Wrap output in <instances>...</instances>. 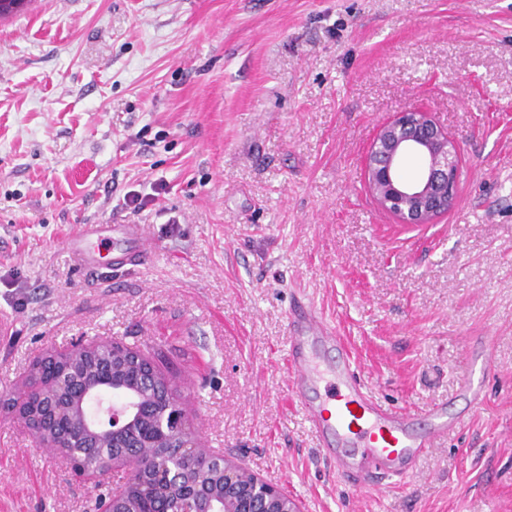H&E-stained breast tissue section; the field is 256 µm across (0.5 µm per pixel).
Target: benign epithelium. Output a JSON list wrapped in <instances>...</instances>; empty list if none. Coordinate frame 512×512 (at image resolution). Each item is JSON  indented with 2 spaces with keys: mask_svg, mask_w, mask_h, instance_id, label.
<instances>
[{
  "mask_svg": "<svg viewBox=\"0 0 512 512\" xmlns=\"http://www.w3.org/2000/svg\"><path fill=\"white\" fill-rule=\"evenodd\" d=\"M408 154L422 162L421 175L413 181L400 177L402 160ZM459 177L455 140L421 108L398 112L380 127L366 167L367 185L376 203L403 224H430L451 210ZM120 347L106 337L73 345L65 372L46 384L29 379L28 395L14 406H0V411L22 421L44 447L56 448V403L65 395L67 421L79 428L67 444L71 452L65 460L73 466L80 465L73 449L86 445L112 447L110 467L123 466L131 474L143 471L139 449H171L164 483L168 491L178 494L179 508L158 512H301L280 489L240 464L204 453L186 411L169 389L159 386L151 369L141 374L136 390L116 385L108 389L81 375L80 361L86 355L103 349L113 354ZM185 454L197 456L204 466L216 463L224 469V497L209 507L202 506L208 493L189 480L182 465ZM102 512L135 510L121 487L104 503Z\"/></svg>",
  "mask_w": 512,
  "mask_h": 512,
  "instance_id": "benign-epithelium-1",
  "label": "benign epithelium"
}]
</instances>
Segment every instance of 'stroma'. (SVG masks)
Masks as SVG:
<instances>
[{
	"mask_svg": "<svg viewBox=\"0 0 512 512\" xmlns=\"http://www.w3.org/2000/svg\"><path fill=\"white\" fill-rule=\"evenodd\" d=\"M417 107L459 145L458 201L401 224L365 170ZM79 224L142 225L155 252L81 270ZM298 297L380 402L460 413L414 475L372 494L323 460L290 392ZM2 318V400L80 337L149 340L202 448L302 512H512V0H28L0 17ZM94 494L0 418V512H86Z\"/></svg>",
	"mask_w": 512,
	"mask_h": 512,
	"instance_id": "stroma-1",
	"label": "stroma"
}]
</instances>
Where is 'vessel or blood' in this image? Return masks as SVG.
Wrapping results in <instances>:
<instances>
[{
  "instance_id": "obj_1",
  "label": "vessel or blood",
  "mask_w": 512,
  "mask_h": 512,
  "mask_svg": "<svg viewBox=\"0 0 512 512\" xmlns=\"http://www.w3.org/2000/svg\"><path fill=\"white\" fill-rule=\"evenodd\" d=\"M121 231L135 251L103 258L109 238L100 224L80 225L67 245L77 265L87 271L144 265L153 253L144 228L125 224ZM288 328L293 398L318 438L335 439V447L324 449V458L359 488L375 491L383 479L413 475L419 457L459 426V418L442 405L420 416L378 401L342 337L311 304L295 301L288 311Z\"/></svg>"
}]
</instances>
